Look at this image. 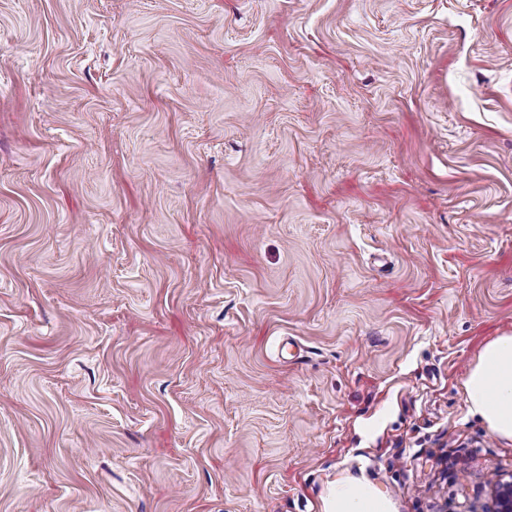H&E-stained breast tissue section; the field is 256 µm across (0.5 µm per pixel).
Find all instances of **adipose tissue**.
Here are the masks:
<instances>
[{"mask_svg":"<svg viewBox=\"0 0 512 512\" xmlns=\"http://www.w3.org/2000/svg\"><path fill=\"white\" fill-rule=\"evenodd\" d=\"M466 403L496 437L512 440V335L487 342L464 380ZM321 512H395L389 496L371 481L340 475L329 482Z\"/></svg>","mask_w":512,"mask_h":512,"instance_id":"1","label":"adipose tissue"}]
</instances>
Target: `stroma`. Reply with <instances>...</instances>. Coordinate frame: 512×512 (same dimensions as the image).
Listing matches in <instances>:
<instances>
[{
    "label": "stroma",
    "instance_id": "35a3bbf8",
    "mask_svg": "<svg viewBox=\"0 0 512 512\" xmlns=\"http://www.w3.org/2000/svg\"><path fill=\"white\" fill-rule=\"evenodd\" d=\"M512 0H0V512H491ZM464 389L469 412L491 434L512 440V335L496 336L483 346ZM321 512H396L389 496L371 481L339 475L321 497Z\"/></svg>",
    "mask_w": 512,
    "mask_h": 512
}]
</instances>
